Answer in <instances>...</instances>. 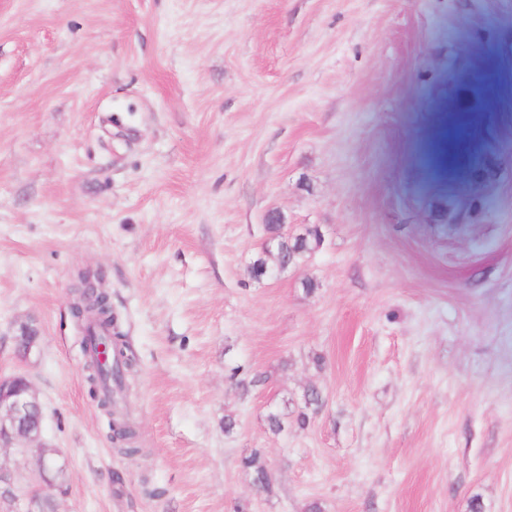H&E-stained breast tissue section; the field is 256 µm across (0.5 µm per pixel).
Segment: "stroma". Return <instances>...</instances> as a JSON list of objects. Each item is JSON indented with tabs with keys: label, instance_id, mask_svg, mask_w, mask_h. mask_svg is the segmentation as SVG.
<instances>
[{
	"label": "stroma",
	"instance_id": "35a3bbf8",
	"mask_svg": "<svg viewBox=\"0 0 512 512\" xmlns=\"http://www.w3.org/2000/svg\"><path fill=\"white\" fill-rule=\"evenodd\" d=\"M511 43L512 0H0V373L29 378L68 475L2 450L19 498L512 512L511 122L475 176L491 209L429 213L433 118L482 112L457 86ZM273 211L322 242L256 281ZM85 269L134 358L135 457L90 394Z\"/></svg>",
	"mask_w": 512,
	"mask_h": 512
}]
</instances>
